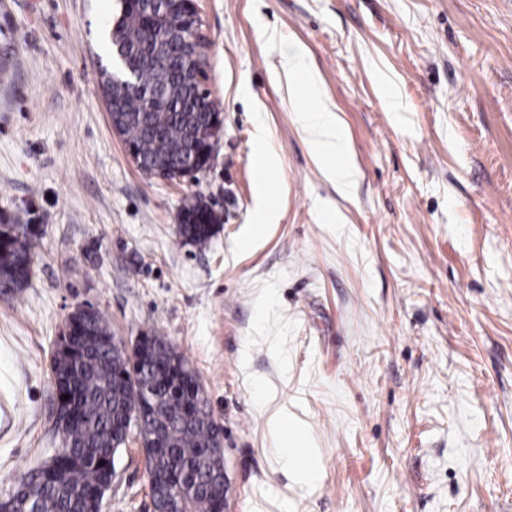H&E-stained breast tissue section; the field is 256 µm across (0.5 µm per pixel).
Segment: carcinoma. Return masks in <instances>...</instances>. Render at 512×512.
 <instances>
[{
  "instance_id": "obj_1",
  "label": "carcinoma",
  "mask_w": 512,
  "mask_h": 512,
  "mask_svg": "<svg viewBox=\"0 0 512 512\" xmlns=\"http://www.w3.org/2000/svg\"><path fill=\"white\" fill-rule=\"evenodd\" d=\"M159 36L140 0H121L110 33L118 74L103 69L101 90L125 118L121 136L134 146L142 171L171 178L190 154L207 155L214 113L204 111L181 82L179 42ZM180 220L184 242L209 245L218 216L206 201L186 198ZM40 244L32 225L0 224L1 293L25 286ZM69 327V336L55 344L51 372L61 395L56 413L67 418L54 454L55 475L43 478L32 470L20 483L32 497V512H96V491L111 482L108 463L124 444L136 409L160 449L146 458V472L166 501L177 503L169 512H209L212 499L224 494V476L211 455L218 430L189 362L155 333L144 335L137 355L127 356L92 306L72 312Z\"/></svg>"
}]
</instances>
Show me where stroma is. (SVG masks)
Segmentation results:
<instances>
[{"label": "stroma", "mask_w": 512, "mask_h": 512, "mask_svg": "<svg viewBox=\"0 0 512 512\" xmlns=\"http://www.w3.org/2000/svg\"><path fill=\"white\" fill-rule=\"evenodd\" d=\"M198 4L224 129L168 182L100 94L118 0H0V216L44 231L0 294V499L59 443L51 351L89 304L197 371L225 512H512V0ZM297 46L343 120L349 196L296 121ZM194 194L222 217L203 250L178 233ZM102 512H152L137 440Z\"/></svg>", "instance_id": "stroma-1"}]
</instances>
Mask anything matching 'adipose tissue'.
I'll use <instances>...</instances> for the list:
<instances>
[{
    "instance_id": "obj_1",
    "label": "adipose tissue",
    "mask_w": 512,
    "mask_h": 512,
    "mask_svg": "<svg viewBox=\"0 0 512 512\" xmlns=\"http://www.w3.org/2000/svg\"><path fill=\"white\" fill-rule=\"evenodd\" d=\"M305 58V51L295 48L285 54L282 63L289 78L298 81L310 99L309 106L298 111L297 118L315 154L331 158V165L324 168L326 176L335 180L340 191L347 194L353 186L356 168L347 154L343 122L327 98L319 77L308 69Z\"/></svg>"
}]
</instances>
